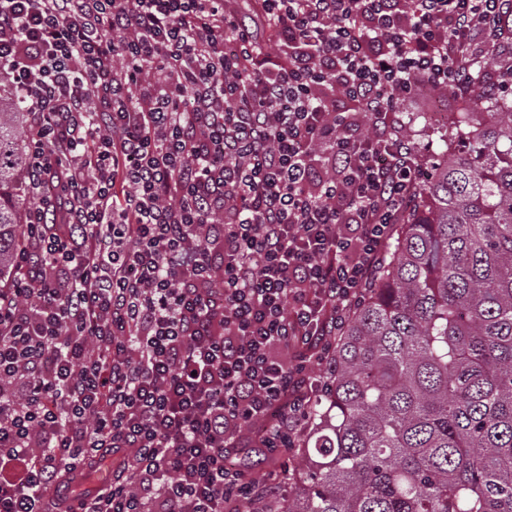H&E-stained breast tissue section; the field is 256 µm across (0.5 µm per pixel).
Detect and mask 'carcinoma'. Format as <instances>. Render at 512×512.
Here are the masks:
<instances>
[{
	"mask_svg": "<svg viewBox=\"0 0 512 512\" xmlns=\"http://www.w3.org/2000/svg\"><path fill=\"white\" fill-rule=\"evenodd\" d=\"M463 116L336 338L288 500L253 512H512V104ZM27 113L0 96V284L29 234Z\"/></svg>",
	"mask_w": 512,
	"mask_h": 512,
	"instance_id": "1",
	"label": "carcinoma"
}]
</instances>
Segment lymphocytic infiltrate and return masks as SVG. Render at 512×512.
<instances>
[{
  "label": "lymphocytic infiltrate",
  "instance_id": "f902f5d3",
  "mask_svg": "<svg viewBox=\"0 0 512 512\" xmlns=\"http://www.w3.org/2000/svg\"><path fill=\"white\" fill-rule=\"evenodd\" d=\"M228 2L0 0L38 228L0 289V512L275 502L252 460L306 431L420 179L392 113L512 84V0H256L274 51Z\"/></svg>",
  "mask_w": 512,
  "mask_h": 512
}]
</instances>
